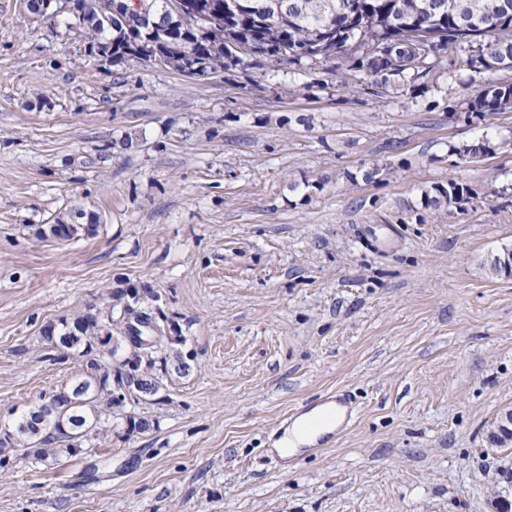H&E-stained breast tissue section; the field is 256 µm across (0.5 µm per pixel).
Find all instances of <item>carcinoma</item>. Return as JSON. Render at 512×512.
<instances>
[{"label":"carcinoma","instance_id":"cac0c4a2","mask_svg":"<svg viewBox=\"0 0 512 512\" xmlns=\"http://www.w3.org/2000/svg\"><path fill=\"white\" fill-rule=\"evenodd\" d=\"M80 13L78 37L92 50L113 66L129 63L134 58L129 56L128 45L131 32L124 26L108 22L97 10L86 7V0H70ZM168 0H153L156 15L162 16L160 28L155 35H139L140 41L146 43L142 51L151 56L158 51L166 55L165 67L185 73L189 57H194L200 64L203 74L212 75L241 64L230 51L233 43L253 45L258 52L269 60H287L301 63L305 58L301 51L317 40L322 26L329 18L336 21L337 36L347 40L352 36H363L368 41L392 39L400 42L402 53L409 54L412 35L402 27V23L418 18L448 34L444 46V56L428 55L422 59L424 65L414 67L393 66L380 74L381 80L387 82L392 77L402 81L413 82L420 77L436 72L447 59H454L465 46L456 42L455 32L465 25L485 34L493 33L496 39L490 42L492 51L482 53L472 51L466 59L469 68L476 72L491 68L502 58L512 59V21L499 24L497 20L504 17V11L512 13V0H455L458 10L440 12L436 4L440 0H288L291 5L288 20L272 21L263 16L259 5L263 0H239L247 5L230 19L206 26L202 29H187L179 21L164 16ZM356 4L355 12L371 21V24L356 28V23L343 13L347 3ZM510 8L503 9L502 5ZM138 62L142 58L134 59ZM512 103V85L492 86L485 89L475 99L467 103V112L478 118L488 112H496ZM490 149V142L480 141L464 144L452 149L461 157L478 156ZM434 195L427 197V202L437 205L440 200L460 204L471 198V189L455 181L433 188ZM83 218L86 213L76 210L67 215L58 216L54 223L39 229V234L54 235V230L61 229L59 240L69 241L84 233L95 232L99 218L90 216L85 224H71L72 217ZM116 303L103 307L88 308L73 315L71 320L60 322L56 330V341L46 340L54 349V360H65L70 354L83 362V371L74 384L57 393L55 410L46 422L24 418L14 427L0 429V470L9 467L10 451L15 448H30L34 458L41 462L57 464L84 451L83 445L108 431L105 417L108 410L123 406L117 399V389L129 377L127 364L113 360L116 348L112 339L127 341L132 323L144 319L148 324L160 320L149 306L134 307L128 304L124 314L115 311ZM81 323L83 335L71 338L70 324ZM109 327V336L101 335L103 327ZM177 362L176 369L188 374L189 366L182 360L180 352L174 351L167 342L155 344L144 349L137 366L140 380L145 392L133 391L129 399L137 402L150 400L162 389L159 372H167L170 361Z\"/></svg>","mask_w":512,"mask_h":512}]
</instances>
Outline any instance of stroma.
<instances>
[{
    "mask_svg": "<svg viewBox=\"0 0 512 512\" xmlns=\"http://www.w3.org/2000/svg\"><path fill=\"white\" fill-rule=\"evenodd\" d=\"M512 69L464 58L406 85L330 63L195 80L87 55L65 23L0 0V421L71 384L42 328L117 289L158 292L188 374L115 409L61 464L15 449L0 512H486L512 499V107L465 116ZM488 139L464 162L452 147ZM375 171L367 179V171ZM456 181L473 197L426 205ZM79 207L97 231L39 226ZM350 392L329 446L272 442ZM149 430H131L130 419ZM317 402L322 405H334L336 407V414L338 410L340 415L343 416L342 422L336 426L335 431L332 432L331 434L323 436L319 440V443L314 445L324 446L331 442L335 436L343 432V430L348 426V423L352 420L354 408L352 406V401L349 395L339 391L327 393L326 395L321 396V398L318 399Z\"/></svg>",
    "mask_w": 512,
    "mask_h": 512,
    "instance_id": "obj_1",
    "label": "stroma"
}]
</instances>
